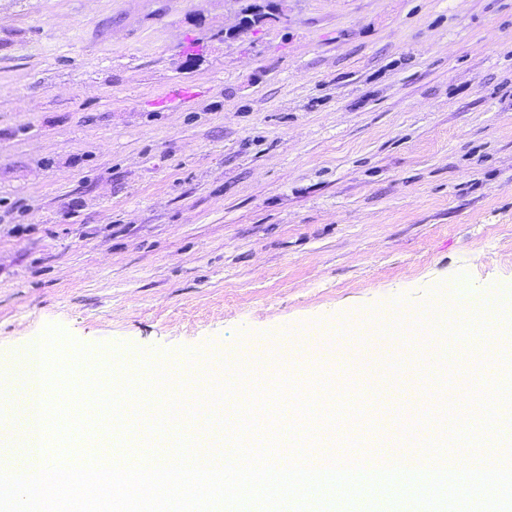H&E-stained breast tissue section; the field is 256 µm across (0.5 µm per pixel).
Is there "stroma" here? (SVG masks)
Instances as JSON below:
<instances>
[{
	"mask_svg": "<svg viewBox=\"0 0 512 512\" xmlns=\"http://www.w3.org/2000/svg\"><path fill=\"white\" fill-rule=\"evenodd\" d=\"M276 2L228 41L242 0H0V361L57 324L199 392L209 355L374 321L406 386L495 383L463 340L435 368L416 318L459 273L512 282V0ZM247 379L290 382L309 459L328 430L368 472L422 453L445 410L477 418L402 393L361 408L362 369L308 357ZM100 418L74 453L228 449L188 417L154 437L152 413Z\"/></svg>",
	"mask_w": 512,
	"mask_h": 512,
	"instance_id": "obj_1",
	"label": "stroma"
}]
</instances>
